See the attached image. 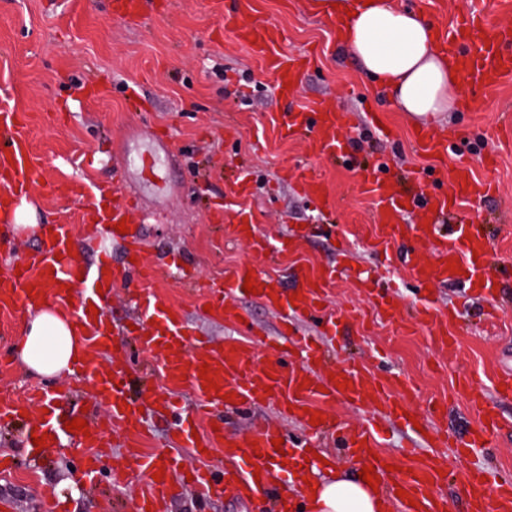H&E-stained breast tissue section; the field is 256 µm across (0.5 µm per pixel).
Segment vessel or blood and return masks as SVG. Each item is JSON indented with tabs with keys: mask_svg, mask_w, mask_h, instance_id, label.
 I'll return each instance as SVG.
<instances>
[{
	"mask_svg": "<svg viewBox=\"0 0 512 512\" xmlns=\"http://www.w3.org/2000/svg\"><path fill=\"white\" fill-rule=\"evenodd\" d=\"M148 3L149 0H114L113 12L124 19L140 20L147 15ZM250 7L249 0H229L228 7L222 11L224 25L234 29L239 40L264 60L280 87L281 97L294 98L298 94L297 84L305 59L280 50L276 28L241 25L240 18ZM436 35L459 68L463 95L499 86L504 78L512 76V23L490 20L485 0H472L466 13L453 25L437 27ZM346 126L344 112L303 110L289 113L286 130L291 135L308 134L318 158H342L349 165L356 184L374 196L378 245L385 247L397 241L402 233L401 215L405 210L418 213L419 222L413 225V234L430 245L433 255L428 258L406 251L397 257L416 288L423 290L456 283L465 293L481 296L489 311H496L502 291L495 288L493 278L487 273L491 254L486 238L477 231L467 232L462 226L450 233L441 229L442 220L452 212L455 203L490 197L491 183L474 177L470 167L459 159L455 162L450 189L425 190L416 197H408L394 181L382 176L379 166L360 164L356 156L346 152L342 137ZM415 142L423 153L439 162L446 161L454 145L453 139L435 135L428 125L420 126ZM40 167L41 162L30 150L26 128L18 115L1 112L0 170L6 171L7 176L0 181L5 186L0 193V228L9 229L11 200L18 190L32 182ZM91 208L99 223L109 227L132 216L129 208L111 201L104 192L98 193ZM73 238L71 225H50L43 249L22 256L16 266L1 272L0 309L14 312L37 303L66 305L83 332L87 348L75 364L74 374L93 382L96 404L109 411L104 422L87 425L89 435L84 443L93 453L85 461L86 473L100 471L114 445L126 436L138 438L145 426L139 401L130 400L128 389L123 385L130 370L127 362L116 361L107 367L100 360L101 350L111 340L106 332L107 314L100 311L93 315L88 311L89 306L99 307L104 294L110 293L123 279L140 283L133 296L134 312L130 317L136 328L138 349L162 357L163 380L172 391L188 387L195 393L191 411H184L172 396L159 395L150 402V411L158 416L165 412L180 415L176 432L182 447L221 449L229 466L225 472L196 469L189 473L181 469L179 457L159 453L145 458L133 453L134 463L148 474L134 504L135 512H164L172 491L186 484L202 499L272 493L270 466L278 456L272 442L283 437V429L273 424L257 428L241 439L227 437L220 414L224 407L250 408L263 400L275 403L281 415L299 419L307 431L305 441L287 449V456L296 460L303 458L308 448L321 441L331 447L347 449L362 466L374 467L386 500L397 505L396 512H447L448 501L441 493L448 468L444 447L451 444L464 451L481 447L483 442L493 441L504 425L495 408L484 401H474L479 422L467 438L455 441L447 431L434 430L424 440L425 453L415 460L409 473L397 481H388L386 466L393 463L394 458L376 453L375 426L383 421L393 424L407 421L404 395L410 387L401 381L399 374L381 378L371 372L367 364L348 362L335 371L333 377H324L321 373L324 353L301 337L282 336L273 356L262 362L237 341L214 347L205 339L191 336L182 317L173 316L171 310L164 308L160 296L146 289L149 275H160L161 270L157 267L146 270L140 262L142 248L136 230L117 236L125 246L127 257L121 269L106 259L99 260L93 267L85 265L69 248ZM339 273L336 266L306 270L294 288L283 289L258 267L245 264L225 276L219 287L202 293L201 301L210 306L213 318L227 324L239 323L241 313L232 297L242 293L245 282L249 281L258 292V300L286 323L293 318L322 314L321 304ZM380 287V292L373 295L376 308L386 319H394L400 313L394 301L396 284L387 279L381 281ZM419 302L422 321L429 334L441 346H450L449 315L438 312L428 296L422 294ZM295 353L301 355V365L287 364L286 356ZM204 365L209 368L205 374L200 371ZM207 378L212 379L213 388H204L203 381ZM35 400L41 403L45 413L41 419L30 422L28 434L45 437L46 447H62L67 433L65 421L56 411L54 395L41 386H34L26 396L1 389L0 425L21 418ZM337 400L368 408L367 423L353 424L326 416L323 423L312 424V416ZM157 472L162 475L158 481L153 478ZM462 484L466 512H512V479L500 482L486 475L484 470L474 468L468 470Z\"/></svg>",
	"mask_w": 512,
	"mask_h": 512,
	"instance_id": "vessel-or-blood-1",
	"label": "vessel or blood"
}]
</instances>
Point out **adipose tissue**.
Returning a JSON list of instances; mask_svg holds the SVG:
<instances>
[{
    "label": "adipose tissue",
    "mask_w": 512,
    "mask_h": 512,
    "mask_svg": "<svg viewBox=\"0 0 512 512\" xmlns=\"http://www.w3.org/2000/svg\"><path fill=\"white\" fill-rule=\"evenodd\" d=\"M313 5L317 14L336 18L343 55L391 91L401 111L424 117L460 110L457 70L422 14L398 8L393 0H313ZM85 349L69 312L37 304L29 308L13 352L30 373L59 377L71 373ZM305 476L316 489L307 500L310 512H385L383 493L359 477L338 472L323 479L315 468Z\"/></svg>",
    "instance_id": "1"
}]
</instances>
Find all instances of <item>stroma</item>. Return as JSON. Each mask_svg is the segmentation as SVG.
<instances>
[{
    "instance_id": "35a3bbf8",
    "label": "stroma",
    "mask_w": 512,
    "mask_h": 512,
    "mask_svg": "<svg viewBox=\"0 0 512 512\" xmlns=\"http://www.w3.org/2000/svg\"><path fill=\"white\" fill-rule=\"evenodd\" d=\"M154 8L152 17L129 21L113 16L112 0H0V111L18 113L43 161L41 180L26 191L39 223L73 225L83 263L107 256L122 265V246L86 214L97 185L118 183L138 198L134 218L146 260L166 265L152 290L179 308L192 333L216 342L252 331L274 341L280 321L250 298L240 301L249 326L207 318L179 282L185 272L208 283L251 262L290 287L305 267L348 263L374 278L392 277L400 306L414 302L418 290L406 270L387 265L371 241L373 196L352 183L341 163L317 161L307 138L282 131L284 115L302 108L346 112L344 138L360 142V158L387 164L406 192L432 183L414 143V120L340 52L329 19L312 10L311 0H254L252 20L279 31L284 53L313 56L298 97L288 101L262 62L225 30L216 0H154ZM247 75L261 87L242 104L234 91ZM510 104L512 77L477 91L467 107L437 122L445 135L466 136L474 176L492 183V197L462 202L453 219L487 235L490 271L512 296V150L496 144L499 115ZM372 111L380 125L369 121ZM491 152L497 159L490 167L484 157ZM313 172L332 200L329 211L301 190V176ZM243 181L249 184L244 196L238 192ZM241 212L251 234L236 239L230 226ZM265 240L280 247L269 263L255 249ZM342 242L348 251L339 250ZM434 301L444 310H463L462 323L451 327L452 349L432 343L419 320L387 321L367 290L347 276L331 288L329 308L357 313V321L341 323L334 338L321 336L314 320L298 322L294 332L362 359L382 353L412 387L406 402L422 412L444 405L434 424L457 437L477 423L474 395L496 406L505 425L493 447L448 458L455 473L443 488L448 512H465L460 473L478 463L512 477V401H498L493 389L496 375L512 368V310L486 324L482 298L462 297L453 284L437 288ZM104 306L116 335L103 363L120 352L142 361L143 353L122 334L133 311L128 285L118 284ZM275 421L291 441L301 439V423L279 418L272 404L224 414L225 430L238 437ZM21 437V427L0 428V456L19 463L0 477V497L9 498L15 512H122L137 497L142 477L124 448H113L91 480L83 466L89 450L74 439L34 462ZM169 512H268V505L258 496L203 503L180 489Z\"/></svg>"
}]
</instances>
